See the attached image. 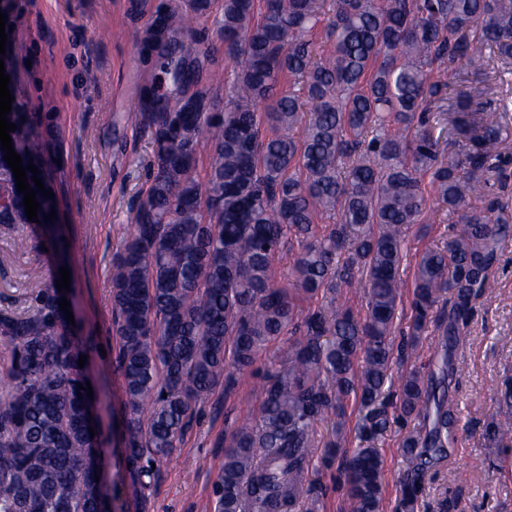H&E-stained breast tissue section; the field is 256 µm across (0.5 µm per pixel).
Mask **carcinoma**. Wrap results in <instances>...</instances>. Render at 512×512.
<instances>
[{
    "mask_svg": "<svg viewBox=\"0 0 512 512\" xmlns=\"http://www.w3.org/2000/svg\"><path fill=\"white\" fill-rule=\"evenodd\" d=\"M208 0L165 17L185 32ZM224 49L237 67L234 104L202 97L175 106L149 96V184L130 210L131 231L112 259L117 365L127 412L134 490L148 488L215 389L262 376L257 416L224 428L221 512H319L309 480L315 433L330 419L351 512H381L377 441L394 424L408 467L400 512H414L426 471L457 436L448 386L459 372L452 341L467 331L471 301L496 290L490 269L512 236L502 144L507 129L478 108L491 87L448 96L457 65L480 72L485 53L512 67V0H224ZM325 31L331 50L316 55ZM189 35L168 50L177 85ZM300 84L312 103L280 85ZM263 103L260 113L255 106ZM451 130L441 147L429 114ZM23 156L39 165L41 119L8 114ZM298 135H292V131ZM0 234L28 223L0 166ZM481 207L472 208L471 200ZM457 215L443 248L415 259L411 316L394 333L407 282L405 230L434 207ZM334 219L322 224L324 218ZM297 245L288 278L275 263ZM60 275L32 292V312H0V512H98L87 472L94 439L84 348L74 336ZM360 288L365 307L338 302ZM448 297V309H434ZM442 337L437 369L416 364ZM279 355L259 366L268 347ZM398 384L392 391V384ZM494 440L511 443L512 389ZM356 446L345 447L349 402Z\"/></svg>",
    "mask_w": 512,
    "mask_h": 512,
    "instance_id": "1",
    "label": "carcinoma"
}]
</instances>
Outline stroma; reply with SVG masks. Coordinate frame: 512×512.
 <instances>
[{"label": "stroma", "mask_w": 512, "mask_h": 512, "mask_svg": "<svg viewBox=\"0 0 512 512\" xmlns=\"http://www.w3.org/2000/svg\"><path fill=\"white\" fill-rule=\"evenodd\" d=\"M185 0H6L0 12L11 30L6 68L22 112L50 117L43 136L47 165L61 163L52 191L57 221L76 248L60 257L41 225L21 224L0 235V310L31 312V293L49 268L70 272L68 300L85 345L87 370L100 393L96 424L102 481L112 512H217L215 487L224 459V428L255 414L249 387L216 390L193 420L174 455L144 492H134L123 454L125 420L118 352L112 325V258L130 232L127 221L145 186L153 147L141 120L144 92L170 104L206 94L217 107L232 98L236 68L224 54L218 21L223 0H210L198 19V39L208 54L186 59L195 79L175 92L162 51L145 48L151 23ZM24 54H15L17 45ZM493 297L472 301L466 333L456 353L464 368L448 387L458 417L456 445L430 467L417 512H512V448L490 438L501 394L512 385V239L491 269ZM326 430L315 439L312 479L322 489L321 512H350L336 484V466L321 461ZM384 460L383 512H396L406 467L396 431L379 443Z\"/></svg>", "instance_id": "1"}]
</instances>
